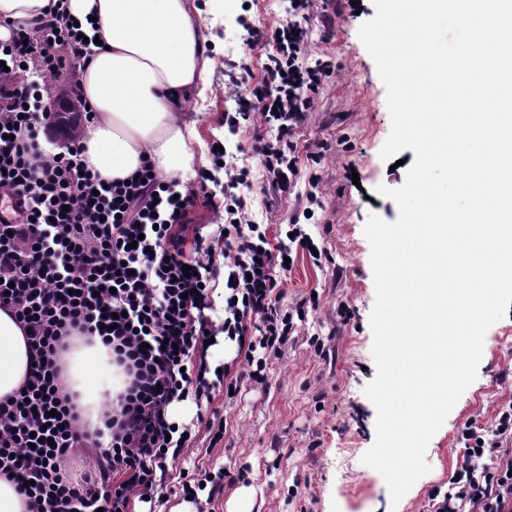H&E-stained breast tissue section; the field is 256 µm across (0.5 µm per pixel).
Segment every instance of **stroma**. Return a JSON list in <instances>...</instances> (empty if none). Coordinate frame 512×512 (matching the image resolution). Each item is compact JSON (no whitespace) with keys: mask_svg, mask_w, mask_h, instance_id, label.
<instances>
[{"mask_svg":"<svg viewBox=\"0 0 512 512\" xmlns=\"http://www.w3.org/2000/svg\"><path fill=\"white\" fill-rule=\"evenodd\" d=\"M309 21L312 58L335 65L329 80L314 96V109L297 130L299 156L323 152L320 182H300L294 193L267 200L261 162L252 145L264 134L260 120L232 128L224 115L236 111L240 87L235 79L265 75L267 49L253 43L244 28L253 23L271 31L288 18L287 0H195L199 22L215 65L208 75L207 99L189 104L184 116L196 122L208 164L209 202L198 203L189 216L202 229L203 244L216 241L224 222V170L215 148L244 154L254 173L249 195L257 221L275 213L277 221L300 217L306 195L316 191L322 202L303 227L324 243L330 258L314 263L299 253L280 285L288 307L305 304V319L287 348L272 361L271 385L251 390L234 401L216 393L212 402L186 399L168 409L171 421L188 425L198 416L220 411L227 423L224 442L213 450L188 449L175 464L198 474L229 469L224 494L211 512H435L431 494L448 490L462 459L459 437L465 424L491 422L512 404V307L487 332L477 378L462 394L431 439L426 460L431 470L399 503H392L383 477L362 462L376 437V409L365 396L376 375L369 318L375 303L371 248L364 235L370 215L394 222L399 207L376 189L404 185L415 161L413 150L399 154L401 166L380 157L390 130L387 91L376 64L358 37L360 26L376 13L372 0H326ZM350 149L339 150V138ZM318 306H308L311 292ZM348 316L340 318L338 305ZM323 341L330 354L319 359L310 338Z\"/></svg>","mask_w":512,"mask_h":512,"instance_id":"1","label":"stroma"}]
</instances>
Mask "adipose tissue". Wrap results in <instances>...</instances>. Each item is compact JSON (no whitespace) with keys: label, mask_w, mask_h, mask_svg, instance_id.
I'll use <instances>...</instances> for the list:
<instances>
[{"label":"adipose tissue","mask_w":512,"mask_h":512,"mask_svg":"<svg viewBox=\"0 0 512 512\" xmlns=\"http://www.w3.org/2000/svg\"><path fill=\"white\" fill-rule=\"evenodd\" d=\"M69 13L100 39L80 79L94 113L82 140L89 167L115 180L147 160L159 175L191 182L201 135L182 112L191 100L207 98L214 60L189 0H69ZM30 361L20 328L0 311V397L20 387ZM63 380L83 427L93 431L125 376L111 350L87 338L65 354Z\"/></svg>","instance_id":"ef3b65f1"}]
</instances>
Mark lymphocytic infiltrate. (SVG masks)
Wrapping results in <instances>:
<instances>
[{
  "instance_id": "1",
  "label": "lymphocytic infiltrate",
  "mask_w": 512,
  "mask_h": 512,
  "mask_svg": "<svg viewBox=\"0 0 512 512\" xmlns=\"http://www.w3.org/2000/svg\"><path fill=\"white\" fill-rule=\"evenodd\" d=\"M314 0H298L294 19L253 42L273 47L266 76L247 86L231 126L260 115L274 138L258 137L265 177L285 193L301 173L292 138L333 74L329 60L304 65L310 44L301 27ZM73 25L68 0H55L49 18L13 26L0 40V310L14 315L33 353L21 391L0 400V477L14 482L29 512H131L134 500L178 482L170 466L195 442L188 426H173L169 406L211 397L216 385L241 392L269 384L267 359L296 330L284 310L280 283L288 259L316 249L300 224L270 241L249 216L241 194L250 172L224 163V248L188 247V216L199 195L142 165L129 180L105 181L83 159L80 138L52 150L40 140L56 123L42 108L41 86L76 73L88 45ZM224 262V320L205 313L216 260ZM191 266L185 276L183 266ZM235 343L245 369L206 381L193 357L215 332ZM70 336L96 337L111 348L127 380L103 430L83 429L64 391L62 354ZM462 460L437 512L451 502L469 512H512V404L490 427L466 425ZM92 456L95 467L74 477L70 459Z\"/></svg>"
}]
</instances>
